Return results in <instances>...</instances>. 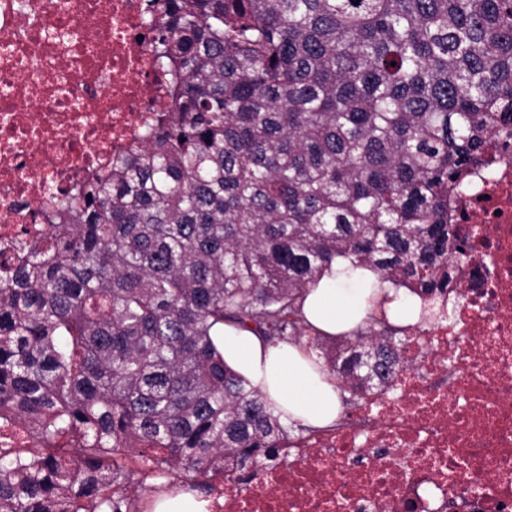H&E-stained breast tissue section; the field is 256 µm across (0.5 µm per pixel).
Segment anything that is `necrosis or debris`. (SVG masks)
I'll use <instances>...</instances> for the list:
<instances>
[{"mask_svg": "<svg viewBox=\"0 0 512 512\" xmlns=\"http://www.w3.org/2000/svg\"><path fill=\"white\" fill-rule=\"evenodd\" d=\"M145 0H0V247L40 239L54 189L144 141L165 98ZM452 200L469 237L405 367L351 424L225 469L209 512H512V138Z\"/></svg>", "mask_w": 512, "mask_h": 512, "instance_id": "4bbe7bcc", "label": "necrosis or debris"}]
</instances>
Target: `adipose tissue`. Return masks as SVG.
Masks as SVG:
<instances>
[{
    "label": "adipose tissue",
    "instance_id": "ef3b65f1",
    "mask_svg": "<svg viewBox=\"0 0 512 512\" xmlns=\"http://www.w3.org/2000/svg\"><path fill=\"white\" fill-rule=\"evenodd\" d=\"M379 309L392 321L409 324L419 318L420 301L380 283L373 271L348 264L325 273L303 306L306 319L332 338L354 329L370 311ZM218 341L226 365L267 393L289 420L323 427L338 417L340 389L303 347L267 346L254 333L229 326Z\"/></svg>",
    "mask_w": 512,
    "mask_h": 512
}]
</instances>
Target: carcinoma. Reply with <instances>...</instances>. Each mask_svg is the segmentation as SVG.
Segmentation results:
<instances>
[{"label":"carcinoma","mask_w":512,"mask_h":512,"mask_svg":"<svg viewBox=\"0 0 512 512\" xmlns=\"http://www.w3.org/2000/svg\"><path fill=\"white\" fill-rule=\"evenodd\" d=\"M167 72L145 143L54 199L0 273V512H141L151 480L208 497L291 432L212 338L316 355L359 406L403 369L370 315L304 316L338 259L418 297L470 247L449 202L512 129V0H147Z\"/></svg>","instance_id":"1"}]
</instances>
